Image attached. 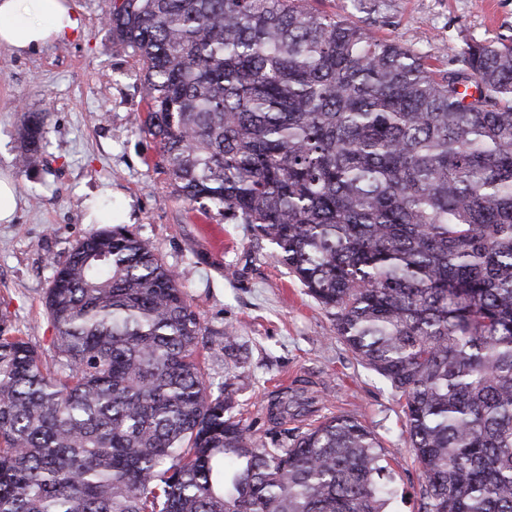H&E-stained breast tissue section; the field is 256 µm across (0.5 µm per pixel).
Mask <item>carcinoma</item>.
Wrapping results in <instances>:
<instances>
[{
    "mask_svg": "<svg viewBox=\"0 0 512 512\" xmlns=\"http://www.w3.org/2000/svg\"><path fill=\"white\" fill-rule=\"evenodd\" d=\"M108 21L173 193L254 225L401 393L421 512H512V42L443 71L308 0H113ZM44 120L24 113L22 169ZM100 219L43 296L54 367L0 302V512H384L373 433L341 415L257 443L206 385L185 277Z\"/></svg>",
    "mask_w": 512,
    "mask_h": 512,
    "instance_id": "carcinoma-1",
    "label": "carcinoma"
}]
</instances>
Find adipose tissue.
Returning a JSON list of instances; mask_svg holds the SVG:
<instances>
[{"label":"adipose tissue","instance_id":"ef3b65f1","mask_svg":"<svg viewBox=\"0 0 512 512\" xmlns=\"http://www.w3.org/2000/svg\"><path fill=\"white\" fill-rule=\"evenodd\" d=\"M78 25L72 0H0V46L18 55L43 49Z\"/></svg>","mask_w":512,"mask_h":512}]
</instances>
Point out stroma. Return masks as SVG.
<instances>
[{
    "instance_id": "obj_1",
    "label": "stroma",
    "mask_w": 512,
    "mask_h": 512,
    "mask_svg": "<svg viewBox=\"0 0 512 512\" xmlns=\"http://www.w3.org/2000/svg\"><path fill=\"white\" fill-rule=\"evenodd\" d=\"M369 32L415 45L435 67L452 66L465 41L512 39V0H369ZM79 27L41 51L0 47V170L19 205L0 223V301L45 364L54 334L42 297L52 266L93 228L92 202L106 198L116 221L150 241L186 291L206 336L199 359L207 386L231 384L235 413L258 443L272 445L309 424L347 415L377 437L395 496L387 512H419L421 473L413 464L398 393L358 364L331 316L232 216L206 219L178 199L154 167L156 143L137 130L144 103L141 64L112 48L105 22L112 0H75ZM25 112L46 115L39 162L19 168L17 127ZM232 332L237 349L224 351ZM304 394L309 413L273 423L280 397Z\"/></svg>"
}]
</instances>
